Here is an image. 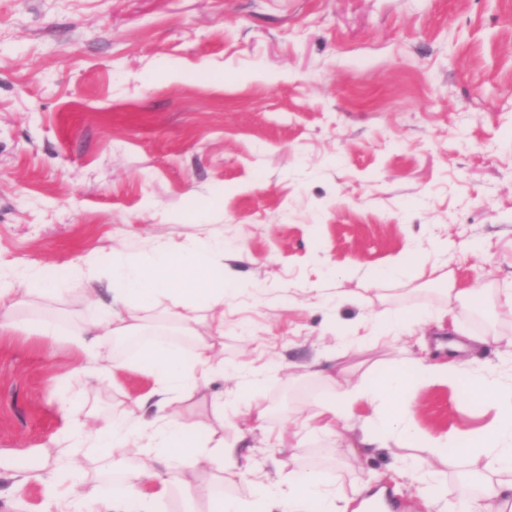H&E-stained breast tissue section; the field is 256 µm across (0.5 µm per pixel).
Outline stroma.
Returning a JSON list of instances; mask_svg holds the SVG:
<instances>
[{
	"mask_svg": "<svg viewBox=\"0 0 512 512\" xmlns=\"http://www.w3.org/2000/svg\"><path fill=\"white\" fill-rule=\"evenodd\" d=\"M223 238L243 283L224 305L223 375L172 410L202 439L252 458L251 479L192 481L250 499L256 482L319 472L346 497L418 449L363 452L368 405L334 432L305 420L337 384L431 350L512 379V0H0V262L63 274L75 255ZM408 256L444 279L370 271ZM457 332L371 337L391 312ZM82 284L21 297L0 329V512H41L62 408L88 422L151 394L135 352L105 348L97 379L64 336L90 316ZM52 319L62 334L30 329ZM333 356L335 380L313 365ZM259 402L267 416L248 430ZM434 437L488 427V402L454 382L415 389ZM125 452L77 460L75 485L109 491ZM23 489H15L16 480Z\"/></svg>",
	"mask_w": 512,
	"mask_h": 512,
	"instance_id": "1",
	"label": "stroma"
}]
</instances>
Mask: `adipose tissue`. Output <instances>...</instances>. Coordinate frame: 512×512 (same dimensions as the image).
<instances>
[{
  "instance_id": "obj_1",
  "label": "adipose tissue",
  "mask_w": 512,
  "mask_h": 512,
  "mask_svg": "<svg viewBox=\"0 0 512 512\" xmlns=\"http://www.w3.org/2000/svg\"><path fill=\"white\" fill-rule=\"evenodd\" d=\"M224 244L207 239L171 241L153 246L142 256L112 254L101 263L96 252L71 260L65 276L89 285V304L94 318L69 331L72 344L88 365H95L102 347L119 336L131 335L117 308L135 304L149 311L163 303V316L176 324L181 335L192 340L189 356L162 343L144 345L140 366L157 383L154 403L138 401L134 409L91 427L77 413L66 412L55 446L56 475L46 485L45 512H73L74 490L68 483L77 459L90 452L102 458L114 452L137 449L142 469L123 472L109 493L97 488L82 495L85 512H154V504L173 487L185 496H195L185 474L197 468L214 471L225 483L234 484L250 475L252 461L238 454L235 446L209 445L196 440L193 430L167 408L172 398L199 393L215 375L223 373L217 339L224 335V303L238 291L224 276ZM110 283V304H103L93 285L101 277ZM49 285L45 268L32 264L23 269L0 268V313L9 314L19 296L46 293ZM464 382L472 399L494 401L498 419L489 429L443 439L422 437L412 422L406 401L417 386ZM366 402L374 414L361 428L359 444L364 448H385L402 440L421 448L423 455L411 465L421 470L427 458L448 461L470 460L488 474L481 490L457 502L451 512H512V387L488 372L462 370L455 361L440 364L419 362L410 366L385 367L373 381L355 384L339 392L331 405L308 418L313 432L331 430L333 422L349 417L354 405ZM154 406L146 414V406ZM348 498L338 496L335 487L318 474L303 472L282 484L258 483L251 500H213L210 512H348Z\"/></svg>"
}]
</instances>
